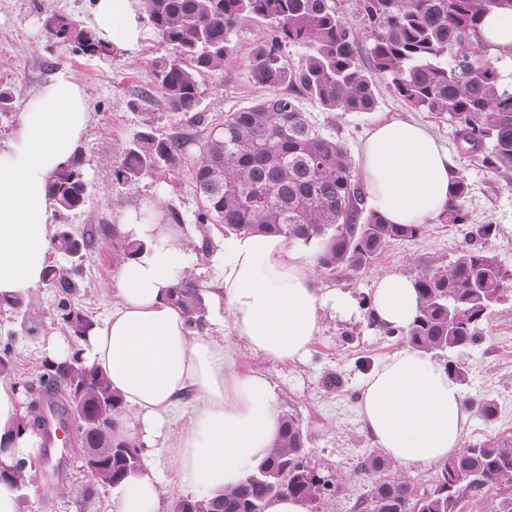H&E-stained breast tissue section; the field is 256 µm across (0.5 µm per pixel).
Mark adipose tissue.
Masks as SVG:
<instances>
[{"instance_id":"obj_1","label":"adipose tissue","mask_w":512,"mask_h":512,"mask_svg":"<svg viewBox=\"0 0 512 512\" xmlns=\"http://www.w3.org/2000/svg\"><path fill=\"white\" fill-rule=\"evenodd\" d=\"M140 27L129 0H96L94 33L128 47ZM89 115L83 87L59 74L23 108L7 149H0V297L38 287L52 248L48 194L52 175L74 156ZM367 206L391 224L428 225L447 209L457 179L454 161L425 126L391 117L372 126L357 155ZM161 200L148 216L126 215L118 226L146 250L113 274L109 314L77 343L49 335L44 358L80 354L107 376L122 399L118 436L169 454L180 491L198 499L236 486L273 450L281 415L263 374L236 373L222 343L192 330L166 293L185 272L179 231L162 221ZM221 279L210 305L223 308L248 352L269 361L304 359L322 330L325 312L356 309L348 292L319 284L318 252L283 236L229 233L217 248ZM418 306L412 280L375 276L371 310L380 324L407 327ZM191 398L187 426L173 427L171 411ZM20 386L0 374V466L37 455L42 438L24 426ZM359 414L374 444L402 468L448 461L463 450L469 416L459 383L429 353L401 349L360 387ZM109 512H163L162 489L151 463L129 477Z\"/></svg>"}]
</instances>
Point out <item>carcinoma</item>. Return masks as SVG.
<instances>
[{
  "label": "carcinoma",
  "mask_w": 512,
  "mask_h": 512,
  "mask_svg": "<svg viewBox=\"0 0 512 512\" xmlns=\"http://www.w3.org/2000/svg\"><path fill=\"white\" fill-rule=\"evenodd\" d=\"M149 24L170 47L172 56L157 64L152 82L167 109L184 121L179 130L160 134L153 121L142 123L122 157L112 166V183L123 184L156 170L189 166L201 199L196 215L200 260L215 243L210 226L221 233L264 232L305 245H323L319 266L332 273L341 266L370 267L386 247L415 239L425 227L390 224L366 208V196L347 150L324 135L306 112L302 98L325 112H372L377 81L383 79L416 111L446 120L465 152L490 172H512V88L506 85L509 57L477 49L485 16L512 7V0H356L363 29L345 20L341 0H142ZM265 30L251 51L247 75L254 83L286 87L215 122L199 111L205 74L223 69L234 56L231 35L244 20ZM51 37L75 44L84 55L112 48L78 22L56 16ZM305 47L296 64L285 49ZM469 184L457 177L442 224H468L463 202ZM56 212L80 211L88 183L76 155L49 182ZM496 230L488 222L467 233V240L446 266L428 263L414 279L419 295L416 316L406 329L389 327L406 342L432 355L452 352L482 339L483 325L512 289V269L483 247ZM94 237L57 225L52 248L70 266H48L43 288L57 299V317L71 340L88 335L95 321L71 305L77 288L71 274L82 265ZM112 229V253L121 263L143 252ZM207 286L193 274L172 285L167 300L188 316L190 327L204 331L209 305ZM81 385L78 415L83 430L79 448L94 450L96 474L81 489L79 510L86 512L98 489H114L142 467L144 445L116 435L121 397L105 374L79 354L71 360H44L39 383L56 394L61 412L72 413L71 384ZM486 421L498 405L493 398L471 402ZM272 454L235 488L203 499L184 497L183 512H264L268 499L296 496L308 503L318 483L307 462V434L298 417L281 415ZM32 463L16 461L0 478L26 484ZM387 461L372 452L359 469L371 478L356 508L359 512H461L460 503L489 487L512 483V434L466 445L444 463L432 487L419 494L400 478L383 477Z\"/></svg>",
  "instance_id": "cac0c4a2"
}]
</instances>
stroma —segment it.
<instances>
[{
  "instance_id": "1",
  "label": "stroma",
  "mask_w": 512,
  "mask_h": 512,
  "mask_svg": "<svg viewBox=\"0 0 512 512\" xmlns=\"http://www.w3.org/2000/svg\"><path fill=\"white\" fill-rule=\"evenodd\" d=\"M95 0H0V87L13 95L11 112L0 114V149H6L17 129L23 107L49 84L57 73L69 74L87 93L89 122L77 151L89 184V200L80 214L53 216L56 224H73L80 231L98 230L118 223L127 209L144 200L161 196L167 210L179 212L186 246L195 249L200 233L195 224L201 201L188 170L150 172L140 179L117 186L105 174L107 164L139 131L143 119H152L163 133L174 123L162 98L144 101L141 92L149 87L156 63L171 50L148 21H141L136 44L100 57L76 51L74 44L49 39L46 23L63 15L92 28ZM262 33L252 22H244L233 41L237 52L223 70L206 74L202 80L201 112L218 118L266 96V88L249 81L248 56ZM378 106L372 112L322 111L315 103L306 108L323 132L333 134L357 156L365 132L378 120L393 116L425 125L451 153L458 174L466 177L469 194L464 207L473 223L492 222L496 233L486 241L487 250L512 267V173L495 174L462 154L446 121L429 112L411 109L386 83L378 85ZM465 226L432 224L414 240L388 245L369 268H340L321 276L326 288L350 292L357 309L348 318L325 316L323 329L306 358L299 362H272L253 357L243 341L224 322V311L210 309L208 332L224 344L235 372L262 373L272 385L280 412L295 413L308 437L307 460L321 474L331 476L335 490L311 506L312 512H355L356 502L368 490V479L358 473L360 459L375 446L358 414L360 386L365 376L395 351L406 347L403 337L386 335L371 315L367 304L371 282L377 273H398L415 278L426 262L447 264L464 242ZM116 263L112 238L100 234L77 276L73 304L94 320H103L114 300L110 289ZM28 318L4 308L0 310V344L12 343L15 353L12 378L24 391L26 402L42 401L38 382L42 334L60 333L56 303L51 293L37 287L26 296ZM469 370L463 387L464 400L490 397L497 401L498 417L484 420L470 411L463 436L472 443L496 435L512 434V300L498 305L484 325L482 341L453 352ZM45 464L35 470L34 480L22 490L20 512H78L77 499L88 478L65 466L59 449L40 451ZM66 468L58 477L57 468Z\"/></svg>"
}]
</instances>
